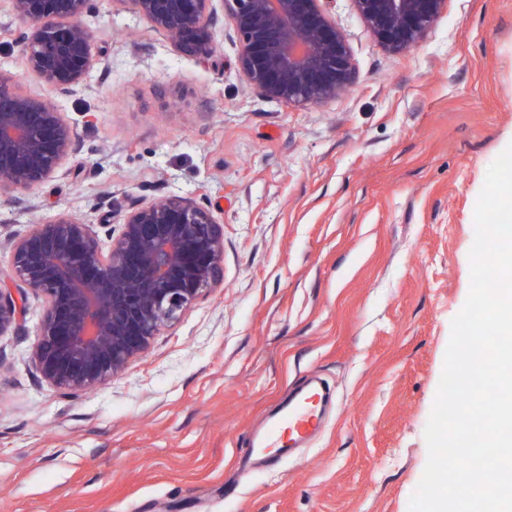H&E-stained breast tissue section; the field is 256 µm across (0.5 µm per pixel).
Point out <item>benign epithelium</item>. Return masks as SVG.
<instances>
[{
	"label": "benign epithelium",
	"instance_id": "1",
	"mask_svg": "<svg viewBox=\"0 0 512 512\" xmlns=\"http://www.w3.org/2000/svg\"><path fill=\"white\" fill-rule=\"evenodd\" d=\"M26 75L58 97L88 87L101 61L85 17L94 0H8ZM129 7L207 60L211 27L227 18L238 42L236 67L264 97L294 107L320 104L356 82L348 41L327 0H110ZM383 49L407 55L428 37L448 0H351ZM81 142L46 99L20 93L0 73V190L39 188ZM60 213L13 240L0 276V338L22 329L25 292L44 301L33 359L67 397L110 381L152 338L223 279L224 227L202 200L169 195L127 204L118 227Z\"/></svg>",
	"mask_w": 512,
	"mask_h": 512
}]
</instances>
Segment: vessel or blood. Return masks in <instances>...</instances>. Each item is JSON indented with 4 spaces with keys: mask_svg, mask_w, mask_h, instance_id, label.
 Here are the masks:
<instances>
[{
    "mask_svg": "<svg viewBox=\"0 0 512 512\" xmlns=\"http://www.w3.org/2000/svg\"><path fill=\"white\" fill-rule=\"evenodd\" d=\"M323 400L322 392L314 386L290 399L278 413L267 417L264 431L251 442L252 454L261 458L269 448L285 451L301 447L323 426Z\"/></svg>",
    "mask_w": 512,
    "mask_h": 512,
    "instance_id": "1",
    "label": "vessel or blood"
}]
</instances>
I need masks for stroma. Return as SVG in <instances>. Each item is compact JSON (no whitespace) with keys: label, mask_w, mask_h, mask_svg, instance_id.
<instances>
[{"label":"stroma","mask_w":512,"mask_h":512,"mask_svg":"<svg viewBox=\"0 0 512 512\" xmlns=\"http://www.w3.org/2000/svg\"><path fill=\"white\" fill-rule=\"evenodd\" d=\"M357 72L295 108L240 76L231 26L208 61L97 0L88 89L58 99L81 140L38 190L0 192L7 243L65 211L206 198L224 279L111 381L65 397L32 357L44 304L0 338V512H409L451 322L470 289L474 211L512 144V0H448L410 54L330 0ZM16 90L49 96L0 33ZM327 422L271 467L246 437L302 376Z\"/></svg>","instance_id":"35a3bbf8"}]
</instances>
